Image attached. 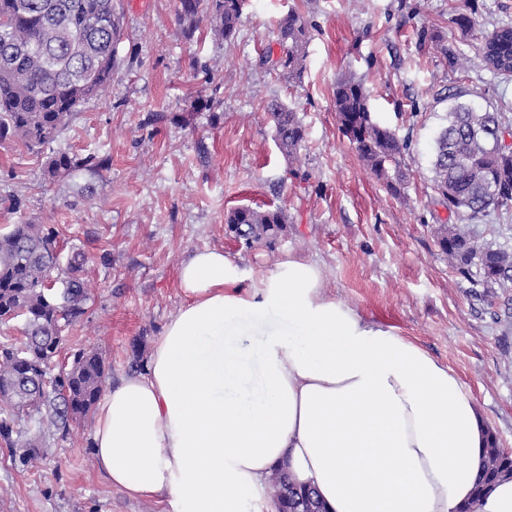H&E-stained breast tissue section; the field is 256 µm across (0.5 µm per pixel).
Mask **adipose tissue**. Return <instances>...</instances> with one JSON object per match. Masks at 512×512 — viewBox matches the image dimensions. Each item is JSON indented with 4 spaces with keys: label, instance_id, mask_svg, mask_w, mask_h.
Returning <instances> with one entry per match:
<instances>
[{
    "label": "adipose tissue",
    "instance_id": "obj_1",
    "mask_svg": "<svg viewBox=\"0 0 512 512\" xmlns=\"http://www.w3.org/2000/svg\"><path fill=\"white\" fill-rule=\"evenodd\" d=\"M324 278L290 258L246 282L223 250L193 251L144 372L98 405L99 472L162 512H276L278 469L329 512H512V476L474 493L486 425L458 377Z\"/></svg>",
    "mask_w": 512,
    "mask_h": 512
}]
</instances>
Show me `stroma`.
<instances>
[{
  "instance_id": "35a3bbf8",
  "label": "stroma",
  "mask_w": 512,
  "mask_h": 512,
  "mask_svg": "<svg viewBox=\"0 0 512 512\" xmlns=\"http://www.w3.org/2000/svg\"><path fill=\"white\" fill-rule=\"evenodd\" d=\"M117 3L122 68L51 145L108 155L110 171L100 180L48 181L45 154L0 142V233L52 224L89 255L88 312L69 329L67 349L99 348L118 381L181 308L176 271L193 250L224 249L247 276L300 258L324 268L338 304L448 366L499 447L512 452V288L484 293L449 265L435 234L448 210L431 171L449 105L444 92L512 116V76L488 69L453 24L464 7L483 28L512 24V0H246L231 44L205 26L186 40L176 0ZM291 9L310 30L298 84L260 63ZM424 28L455 39L472 66L451 70L421 43ZM348 73L363 83L375 120L410 141L403 196L387 191L338 129L333 91ZM213 95L219 106L191 110L192 100ZM273 97L303 119L300 163L275 144L265 111ZM13 196L20 210H11ZM242 205L283 208L286 233L271 247L238 243L225 234L224 217ZM93 431L90 422L71 424L66 439L48 440L44 462L31 471L0 454V512H159L156 500L129 497L102 478Z\"/></svg>"
}]
</instances>
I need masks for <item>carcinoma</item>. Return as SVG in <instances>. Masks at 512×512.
Here are the masks:
<instances>
[{"label": "carcinoma", "instance_id": "1", "mask_svg": "<svg viewBox=\"0 0 512 512\" xmlns=\"http://www.w3.org/2000/svg\"><path fill=\"white\" fill-rule=\"evenodd\" d=\"M245 0H177L176 18L186 39L201 23L224 41L239 31ZM461 36L477 41L478 56L500 75H512V25L482 29L472 15L455 18ZM279 56L265 59L301 79L307 21L291 10L274 31ZM424 38L440 47L448 67L457 70L470 60L435 32ZM121 37L116 0H0V140L16 138L39 153L55 142L77 107L102 95L122 66L116 45ZM447 124L440 131L432 160L433 188L448 208V223L436 229L440 249L463 277L484 288L512 286V250L485 242L459 228L488 224L512 211V151L498 147V137L512 136V116L478 111L448 93ZM339 130L363 165L394 195L404 194L407 174L401 157L408 141L375 122L363 83L352 74L336 82L333 95ZM266 111L279 149L293 163L305 142L298 113L277 98ZM111 168L107 155L54 152L46 157L44 176L56 179L86 173L102 179ZM225 231L251 248L270 246L286 231L288 217L279 207L243 205L224 217ZM64 240L52 224H15L0 234V447L11 463L28 470L44 454L46 439H63L70 424L92 418L106 388L110 366L103 353L80 348L67 364H57L69 328L87 313L90 300L85 279L87 253L73 247L61 262ZM21 323L23 340L10 342L8 332ZM484 464L475 495L505 473L512 456L498 448L488 432ZM274 498L281 512H325L310 489L296 486L277 471Z\"/></svg>", "mask_w": 512, "mask_h": 512}]
</instances>
